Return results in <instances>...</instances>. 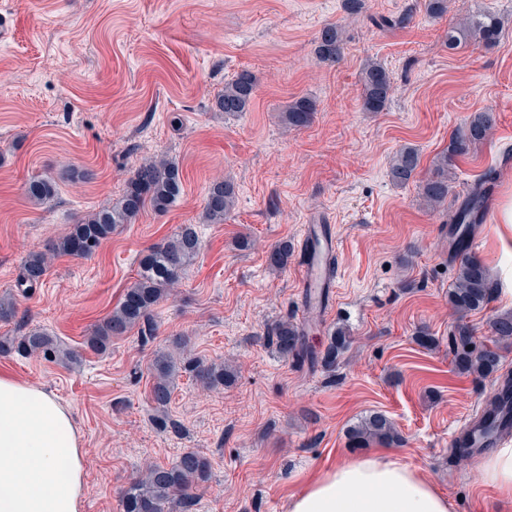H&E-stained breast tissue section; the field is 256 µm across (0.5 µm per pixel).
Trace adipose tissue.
I'll return each instance as SVG.
<instances>
[{
	"mask_svg": "<svg viewBox=\"0 0 512 512\" xmlns=\"http://www.w3.org/2000/svg\"><path fill=\"white\" fill-rule=\"evenodd\" d=\"M83 448L73 414L49 390L0 373V512H80ZM512 503V441L479 467ZM288 512H451L447 498L395 458L348 459L292 495Z\"/></svg>",
	"mask_w": 512,
	"mask_h": 512,
	"instance_id": "ef3b65f1",
	"label": "adipose tissue"
}]
</instances>
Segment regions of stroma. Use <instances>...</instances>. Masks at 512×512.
<instances>
[{
    "label": "stroma",
    "mask_w": 512,
    "mask_h": 512,
    "mask_svg": "<svg viewBox=\"0 0 512 512\" xmlns=\"http://www.w3.org/2000/svg\"><path fill=\"white\" fill-rule=\"evenodd\" d=\"M1 8L13 35L0 41V295H14L17 315L0 322V336L39 328L82 361L0 356V371L50 389L72 410L85 451L81 512H122L132 478L191 450L211 462L195 512H288L309 478L378 450L350 447L346 435L373 412L401 436L393 456L432 481L453 512H512L478 486V458L452 448L497 385L458 371L451 336L464 323L477 344L499 343V374L512 377V340L497 342L488 321L506 306L496 295L488 311L462 317L448 304L460 262L448 214L491 169L489 214L469 255L494 288H512V224L492 216L512 185V0H449L440 17L426 0H364L355 15L343 0H0ZM406 11L405 25L374 24ZM480 14L503 21L498 43L448 49L449 27ZM328 23L343 24L346 41L339 61L320 63L314 39ZM368 59L393 85L381 112L361 109ZM244 69L256 82L251 107L218 112L217 94ZM299 97L316 112L293 129L282 114ZM486 109L497 112L496 129L457 159L447 204L429 209L422 182L450 137ZM403 146L418 149L421 165L399 186L389 165ZM156 156L182 171L178 201L164 212L145 207L92 256L56 257L43 284L22 294L28 252L117 202ZM66 169L92 178L61 179ZM36 175L58 178L53 201L26 197ZM218 178L234 181L236 207L224 223L206 224V190ZM182 224L197 225L202 250L156 306L153 340L142 344L133 330L106 352L86 350L85 336L136 281L141 256ZM308 224L334 225L338 238L320 312L308 307L298 264L267 263L276 243L300 245ZM284 318L319 353L334 329L347 332L333 370L275 351L267 330ZM423 328L433 347L418 344ZM177 337L234 377L211 390L179 377L163 429L150 364Z\"/></svg>",
    "instance_id": "stroma-1"
}]
</instances>
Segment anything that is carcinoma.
<instances>
[{"instance_id": "obj_1", "label": "carcinoma", "mask_w": 512, "mask_h": 512, "mask_svg": "<svg viewBox=\"0 0 512 512\" xmlns=\"http://www.w3.org/2000/svg\"><path fill=\"white\" fill-rule=\"evenodd\" d=\"M501 34L499 19L491 14L483 15L459 27L448 29L446 44L453 50L470 42L491 46ZM345 30L340 24L328 23L321 29L315 41V56L320 62L333 63L342 53ZM364 112L383 111L390 98L391 78L387 68L374 59L363 64L361 72ZM255 90L252 73L243 70L224 83V92L217 100V108L226 114L245 112L249 109ZM316 112L314 102L307 97L293 100L285 112L288 126L301 129L308 126ZM497 114L492 110L476 112L464 127L455 133L436 165L435 171L421 186L422 197L432 206L447 202L451 185V169L457 158L469 153L470 148L487 139L496 128ZM419 151L410 146L400 148L390 162V176L399 185L408 184L420 167ZM495 179V171H488L481 183L473 187L455 211L448 215L452 224L451 235L455 251L460 252L465 242L485 218L488 184ZM183 183L179 165L166 157H157L142 163L126 184L119 200L112 206H102L90 214L79 217L69 232L39 251H31L25 257L19 276L20 286L29 290L41 285L52 259L60 255L90 256L123 224H129L146 207L164 212L181 196ZM28 199L45 203L57 193V181L53 177L39 176L30 179L25 189ZM236 206V189L230 180H217L209 188L204 206V220L209 224H222ZM201 247L196 225L182 224L173 236L150 247L140 260L136 282L127 289L121 303L102 323L94 326L85 338L86 347L103 353L112 344V338L124 336L136 328L143 343L147 344L155 333L154 307L160 299L182 278L199 255ZM294 257L292 244L283 241L271 247L268 264L276 270H284ZM491 296V281L486 267L469 258L463 260L457 270L452 287L448 289V304L458 313L468 314L485 309ZM493 335L501 340L512 339V312L499 313L490 319ZM270 343L283 356L306 357L331 369L339 355L347 348L346 332L338 329L330 335V342L318 355L308 349L303 332L291 321L284 319L268 330ZM453 357L459 371L481 378H494L500 369L502 355L496 349L479 348L469 327L457 326L452 338ZM0 354H16L21 357H60L76 363L80 355L62 348L57 341L41 329H32L21 336L0 337ZM186 372L195 382L212 388L229 380L224 364L209 363L199 357H187L177 363L172 354L157 351L151 363V399L161 413L171 401L173 380L180 372ZM512 414L503 397L495 395L489 400L483 413L482 431L476 442L456 452L467 457L492 446L490 439L508 424H496L504 412ZM354 446H366L375 441L395 442L400 435L393 423L382 413L365 416L348 432ZM210 479V464L197 452L181 454L170 466L151 465L145 473L135 477L121 499L122 512H164L168 505L192 512L197 496L194 492L200 484Z\"/></svg>"}]
</instances>
